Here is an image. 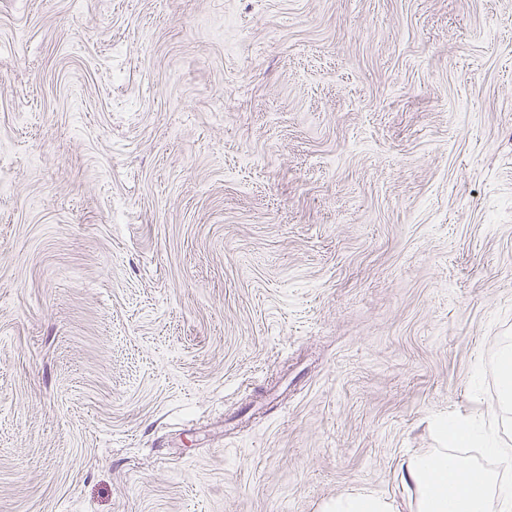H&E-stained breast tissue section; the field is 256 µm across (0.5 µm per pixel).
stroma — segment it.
<instances>
[{"instance_id": "stroma-1", "label": "stroma", "mask_w": 512, "mask_h": 512, "mask_svg": "<svg viewBox=\"0 0 512 512\" xmlns=\"http://www.w3.org/2000/svg\"><path fill=\"white\" fill-rule=\"evenodd\" d=\"M0 512H325L512 341V0H0Z\"/></svg>"}]
</instances>
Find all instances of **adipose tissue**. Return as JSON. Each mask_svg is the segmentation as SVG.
Here are the masks:
<instances>
[{
    "label": "adipose tissue",
    "instance_id": "ef3b65f1",
    "mask_svg": "<svg viewBox=\"0 0 512 512\" xmlns=\"http://www.w3.org/2000/svg\"><path fill=\"white\" fill-rule=\"evenodd\" d=\"M443 448L410 456L400 479L412 496L414 512H512V484L491 470L476 471L451 455V448H483L502 465L512 464V445L483 417H467L441 426Z\"/></svg>",
    "mask_w": 512,
    "mask_h": 512
}]
</instances>
